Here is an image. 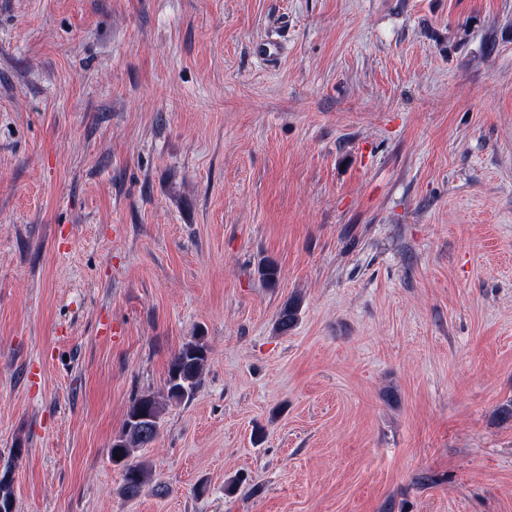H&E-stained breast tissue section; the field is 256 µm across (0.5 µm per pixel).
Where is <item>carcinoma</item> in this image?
Listing matches in <instances>:
<instances>
[{"mask_svg":"<svg viewBox=\"0 0 512 512\" xmlns=\"http://www.w3.org/2000/svg\"><path fill=\"white\" fill-rule=\"evenodd\" d=\"M300 302L294 299L286 301L280 308L276 320V331L284 335L297 325ZM209 351L203 343V337L195 336L185 343L171 358L165 383L166 400L181 402L191 399L202 385V376L208 363ZM145 414L156 426H162L163 402L152 394L141 395L132 400L117 440L110 449L111 458L125 460L123 466V485L121 492L127 498L140 493L148 479V471L130 458L137 448L153 443L155 438H145L132 424V418ZM14 508L13 478L10 468L0 471V512H9Z\"/></svg>","mask_w":512,"mask_h":512,"instance_id":"cac0c4a2","label":"carcinoma"}]
</instances>
